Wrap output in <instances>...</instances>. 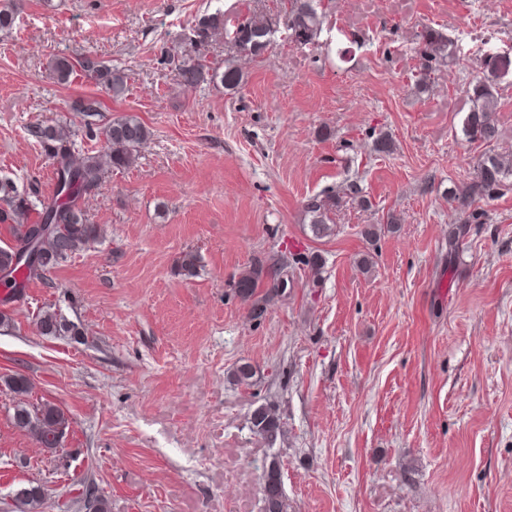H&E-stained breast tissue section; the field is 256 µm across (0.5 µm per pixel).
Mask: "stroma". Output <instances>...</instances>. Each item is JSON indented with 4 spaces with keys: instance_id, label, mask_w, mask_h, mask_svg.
<instances>
[{
    "instance_id": "stroma-1",
    "label": "stroma",
    "mask_w": 512,
    "mask_h": 512,
    "mask_svg": "<svg viewBox=\"0 0 512 512\" xmlns=\"http://www.w3.org/2000/svg\"><path fill=\"white\" fill-rule=\"evenodd\" d=\"M348 2L329 0L318 45L301 46L279 0H20L0 32V177L52 196L36 135L48 124L70 127L78 155L127 113L152 136L83 199L98 242L31 282L0 328V512L29 483L43 512H85L90 487L109 512H262L273 460L287 512H512V191L479 201L487 224L458 223L448 200L486 150L460 131L476 81L500 92L493 149L512 154V39L461 48L472 26L511 28L512 0H452L448 18L417 0L413 18L380 14L368 35L342 31ZM215 11L273 21L260 57L220 34L197 48L239 69L236 90L179 77L196 17ZM430 28L447 64L424 87L400 48ZM81 55L126 69V96L59 82L53 60ZM92 96L100 112L82 111ZM444 99L460 109L435 111ZM383 136L391 153L376 150ZM350 183L368 207L342 198L333 233L314 237L304 202ZM188 252L193 277L177 272ZM257 259L277 272L259 318L233 288ZM55 309L84 342L40 332ZM244 363L246 389L231 379ZM16 374L28 402L69 415L59 451L11 424ZM261 405L283 423L272 446L252 430Z\"/></svg>"
}]
</instances>
